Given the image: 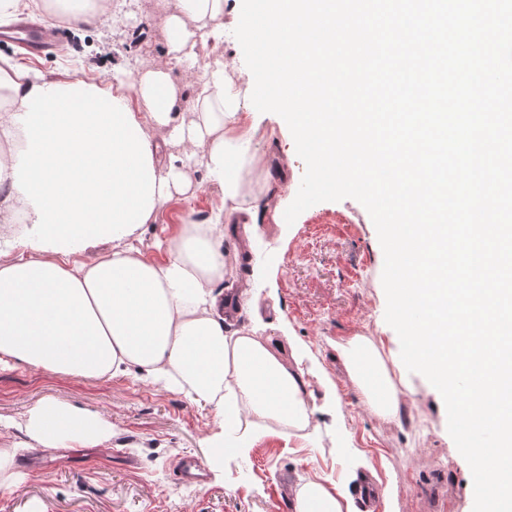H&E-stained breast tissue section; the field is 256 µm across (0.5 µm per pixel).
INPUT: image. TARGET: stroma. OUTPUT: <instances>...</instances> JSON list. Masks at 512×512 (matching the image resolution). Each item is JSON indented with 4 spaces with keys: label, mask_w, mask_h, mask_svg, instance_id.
<instances>
[{
    "label": "stroma",
    "mask_w": 512,
    "mask_h": 512,
    "mask_svg": "<svg viewBox=\"0 0 512 512\" xmlns=\"http://www.w3.org/2000/svg\"><path fill=\"white\" fill-rule=\"evenodd\" d=\"M121 3L125 25L78 28L41 0H29L26 16L61 28L64 50L28 58L15 43L0 41V54L43 72L100 83L110 82L115 70L134 73L164 61L165 0ZM253 117L249 153L264 181L250 192L267 207L246 258L237 257L235 239L225 238L224 286L256 298L262 314L245 308L226 325L292 342L304 356L314 402L321 408L339 396L340 416L317 414L309 438L260 429L241 449L213 406L149 380L85 379L17 362L0 365V448L23 441L18 422L48 398L112 423V438L95 462L63 459L38 471L19 467L10 481L0 473V512H287L279 488L288 477L326 475L339 482L355 470L374 489L369 512H471L470 467L451 443L426 378L410 374L414 399L402 420L389 422L365 408L336 358L337 344L357 333L384 350L400 348L385 321L384 255L370 215L345 198L313 205L293 225L282 223L278 214L295 198L305 164L279 115L257 111ZM190 178L197 194L165 205L156 223L143 227V247L168 237L186 211L206 218L219 204L204 168H193ZM219 440L229 447L220 458L211 448ZM183 454L203 460L205 484L172 481L171 463Z\"/></svg>",
    "instance_id": "obj_1"
}]
</instances>
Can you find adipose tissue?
Masks as SVG:
<instances>
[{
    "mask_svg": "<svg viewBox=\"0 0 512 512\" xmlns=\"http://www.w3.org/2000/svg\"><path fill=\"white\" fill-rule=\"evenodd\" d=\"M224 0H171L165 61L102 86L47 75L0 57V226L24 227L27 256L0 243V360L71 377L139 372L187 387L226 424L250 434L272 423L300 436L318 408L296 347L256 330L224 331V237L257 213L237 206L250 128L215 55L184 122L173 73L197 46L224 38ZM204 167L227 203L206 222L185 214L155 242L133 245L174 197L196 192ZM110 242L112 252L89 255ZM21 430L42 448H95L112 425L85 409L44 400ZM292 512H360L365 475L340 484L298 478Z\"/></svg>",
    "mask_w": 512,
    "mask_h": 512,
    "instance_id": "ef3b65f1",
    "label": "adipose tissue"
}]
</instances>
